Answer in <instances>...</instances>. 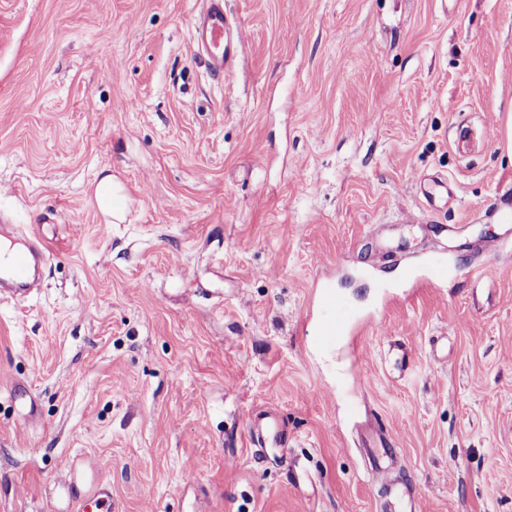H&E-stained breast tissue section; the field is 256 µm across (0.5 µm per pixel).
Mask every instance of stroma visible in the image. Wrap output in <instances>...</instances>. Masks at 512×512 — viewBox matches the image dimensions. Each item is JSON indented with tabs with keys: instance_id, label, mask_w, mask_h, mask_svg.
Here are the masks:
<instances>
[{
	"instance_id": "stroma-1",
	"label": "stroma",
	"mask_w": 512,
	"mask_h": 512,
	"mask_svg": "<svg viewBox=\"0 0 512 512\" xmlns=\"http://www.w3.org/2000/svg\"><path fill=\"white\" fill-rule=\"evenodd\" d=\"M203 3L0 0V215L53 248L0 300V512H83L77 459L112 512H512V0H224L221 80ZM228 21L223 0H206L194 22V43L201 60L215 77H224L235 69L243 45L239 27L229 35ZM91 196L97 209L106 219L113 222L125 218L124 189L120 181L106 175L91 185ZM421 268H425L427 277L433 281H439L448 275L447 260L442 256L430 255L423 262L406 265L403 271L404 277L408 280H418ZM344 308L337 294L326 288L320 291L317 298L316 324L324 341L350 328L351 321L341 314Z\"/></svg>"
}]
</instances>
